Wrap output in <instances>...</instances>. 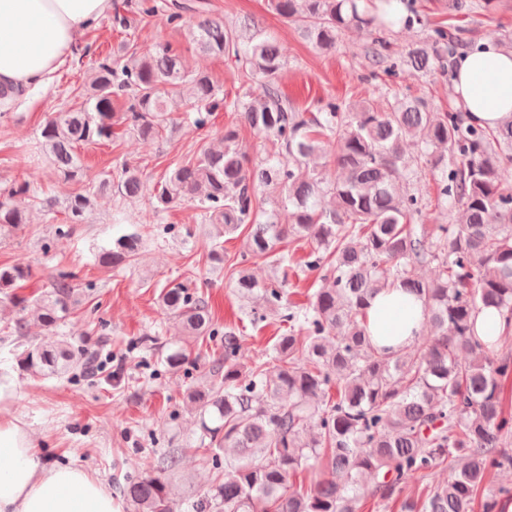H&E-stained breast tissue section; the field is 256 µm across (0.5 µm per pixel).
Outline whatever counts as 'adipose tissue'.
<instances>
[{
    "mask_svg": "<svg viewBox=\"0 0 512 512\" xmlns=\"http://www.w3.org/2000/svg\"><path fill=\"white\" fill-rule=\"evenodd\" d=\"M111 0H0V82L24 88L44 84L80 38L110 8ZM454 93L482 125L512 119V51L484 43L456 65ZM367 334L399 352L424 323V303L393 288L368 304ZM15 384L0 376V512H117L111 491L78 463L41 464L27 425L15 408Z\"/></svg>",
    "mask_w": 512,
    "mask_h": 512,
    "instance_id": "ef3b65f1",
    "label": "adipose tissue"
}]
</instances>
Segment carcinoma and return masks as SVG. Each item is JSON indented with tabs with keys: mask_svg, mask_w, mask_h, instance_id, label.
<instances>
[{
	"mask_svg": "<svg viewBox=\"0 0 512 512\" xmlns=\"http://www.w3.org/2000/svg\"><path fill=\"white\" fill-rule=\"evenodd\" d=\"M273 12L293 22L302 37L329 50L344 31L375 34L368 56L378 68L376 92L389 94L404 69L426 75L448 74V57L459 39L442 23L427 26L407 5L400 18L390 0L369 11L364 0H268ZM164 11L178 25L183 13L198 19L188 35L201 53L234 61L241 77L254 83L247 100L217 97L204 70L184 68L178 49L159 44L124 60L107 55L96 61L89 106L57 112L41 130L42 145L57 175L78 181L83 164L78 149L112 140L115 127L144 139L161 135L176 99L195 111L194 127L219 107L236 112L260 137L286 151L285 166L269 153L253 161L236 148L238 130L224 127L222 145L206 147L169 169L154 188L155 207L167 209L195 201L213 225L210 257L224 260L226 235L245 231L248 257L280 267L287 239L306 244L304 266L316 274L317 288L304 306L287 303L286 282L259 281L239 271L238 292L251 300L258 318L279 315L289 324L269 360L246 366L240 336L224 330V351L213 352L208 373L189 397L198 412L199 447L224 453V467L207 497L193 512H360L363 500L388 508L410 477L426 480L436 467L448 469L444 483L402 502L400 512H506L512 490L487 485L490 473L512 468L505 441L512 438V413L504 387L512 381V335L481 336L477 313L495 309L512 324V121L489 128L466 112H434L419 97L401 96L379 109L373 100L345 105L332 98L314 111L291 106L277 84L284 67L277 38L258 29L245 37L202 4L172 0L145 2L141 13ZM427 27L409 49L406 68L386 63L388 33L398 25ZM128 94L124 112L114 98ZM23 90L0 84V117L9 113ZM408 140L428 168L437 202L462 210L457 224H417L427 204L404 190L409 179L403 162ZM333 156L336 178L327 180L308 161L316 153ZM143 171L124 164L89 190L64 204L69 224L114 198L139 196ZM35 193L25 182L0 189V230L27 223L12 199ZM277 198L262 208L263 195ZM142 234L120 235L98 254L107 267L132 264ZM435 265V277L418 269ZM29 277V268L0 266V294L21 305L10 292ZM68 272L33 302L37 322L52 331L69 311L75 288ZM402 287L425 304L433 334L423 347L401 353L375 347L368 336V301L386 288ZM160 305L187 336H216L210 300L178 283L163 287ZM16 361L30 376L45 378L92 374L100 361L92 350L66 341L24 350ZM172 370L190 363L180 347L164 359ZM180 451L170 448L157 459L158 474L123 487L131 512H175L166 476L176 474ZM299 472L309 483L294 484Z\"/></svg>",
	"mask_w": 512,
	"mask_h": 512,
	"instance_id": "carcinoma-1",
	"label": "carcinoma"
}]
</instances>
